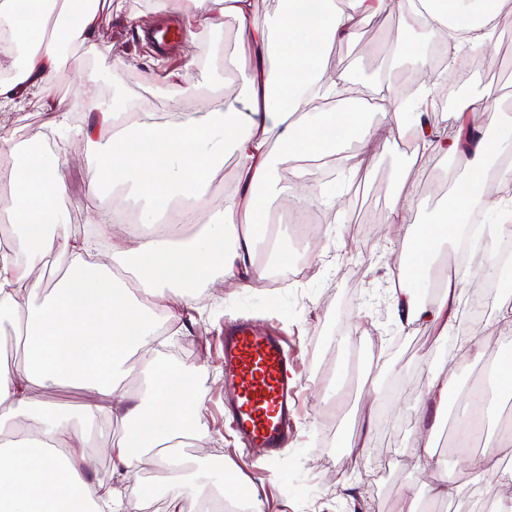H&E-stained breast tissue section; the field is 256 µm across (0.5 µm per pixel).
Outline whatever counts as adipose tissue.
<instances>
[{
    "label": "adipose tissue",
    "mask_w": 512,
    "mask_h": 512,
    "mask_svg": "<svg viewBox=\"0 0 512 512\" xmlns=\"http://www.w3.org/2000/svg\"><path fill=\"white\" fill-rule=\"evenodd\" d=\"M27 0H0V33L26 45L23 56L0 49V107L17 105L30 92L48 89L57 68L61 44L81 47L94 34L103 11L121 12L123 0H47L30 9ZM284 0L272 19L256 15L253 0H178L176 11L186 40H196L209 14H231L239 22L238 55L249 69L247 112L210 98L203 121L178 124L131 123L124 113L105 111L96 92L83 93L87 111L99 112L100 124L62 121L60 138L91 149L92 187L102 182L129 187L141 200L139 221L114 224L95 214L98 238L122 235L132 245L112 253L111 262L93 258L91 240L57 235L62 223L61 200L66 185L59 155L32 158L11 139L0 140V158L12 165V190L0 218L10 227L0 242V325L25 334L24 363L0 369V512H140L141 503L114 489L98 491L91 479L89 440L74 431L70 419L32 401L33 391L68 381L94 394L82 409L91 421L106 419L112 433V470L128 477L143 458L171 473L174 487L195 494L224 490L240 512H263L259 493L242 480L238 465L225 463L207 476L185 473L171 459L178 447L202 440L197 412L200 400L167 361L133 365V357L152 348L158 322L181 320L185 305L194 302L195 287L223 273L226 282L245 287V274L263 276L257 244L267 223L269 199L264 187L269 174V143L278 141L288 160H318L344 152L352 144L368 145L370 126L362 111L323 112L315 100L340 90L348 79L332 70L327 47L351 38L357 21L383 12L403 15L404 24L390 32L399 48L410 45L415 30L447 37L452 54L481 52L504 32L502 0ZM426 69L413 71L418 89L414 101L383 97L399 139L417 150L440 149L426 132L423 104L430 91ZM458 133L451 146L462 167L451 186L447 210L427 224L408 227L412 200L407 190L411 162L401 163L393 184L387 224L403 228L415 239L416 260L400 258L399 276L407 287L393 289L392 305L400 322L425 321L447 340L458 322L462 292L473 276L455 267L438 294H429L430 263L442 245L458 238L468 216L486 204L498 181L512 179V115L497 111L493 95L467 100L457 113ZM238 157L236 184L224 197L215 222H202L186 238L163 235L161 220L176 200L191 199L200 209L210 204L213 177L224 163L225 150ZM67 264L65 275L43 300L29 299L27 288L48 254ZM134 272L140 289L128 288L116 270ZM484 354V339H461L456 363L430 377L425 396L415 410L422 432L406 451L415 470L435 468L433 431L438 411L457 389L456 371ZM137 373L139 384L124 382ZM26 419L19 429L18 419ZM512 447V432L467 455L463 473L474 478L497 475L502 449ZM462 473V474H463ZM460 476V475H459ZM459 476L443 474L420 492L405 491L399 512H420L423 501L460 497Z\"/></svg>",
    "instance_id": "1"
}]
</instances>
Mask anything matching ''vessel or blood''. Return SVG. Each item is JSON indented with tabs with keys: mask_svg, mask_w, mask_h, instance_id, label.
I'll list each match as a JSON object with an SVG mask.
<instances>
[{
	"mask_svg": "<svg viewBox=\"0 0 512 512\" xmlns=\"http://www.w3.org/2000/svg\"><path fill=\"white\" fill-rule=\"evenodd\" d=\"M224 406L244 443L278 454L288 432L299 375L286 341L241 320L224 332Z\"/></svg>",
	"mask_w": 512,
	"mask_h": 512,
	"instance_id": "b4317fda",
	"label": "vessel or blood"
}]
</instances>
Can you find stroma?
<instances>
[{"mask_svg": "<svg viewBox=\"0 0 512 512\" xmlns=\"http://www.w3.org/2000/svg\"><path fill=\"white\" fill-rule=\"evenodd\" d=\"M176 12H157L154 0H124L121 14H102L85 50L76 56H60L48 90L35 91L15 107L0 109V138L17 137L24 143L39 142L62 157L67 186L63 210L67 221L57 234L75 233L86 226L96 209L112 206L111 185L91 194L92 172L86 149L80 144L61 145L53 130L63 114L79 122L92 121L81 111V92L98 84L105 102L122 104L147 96L154 102V117L163 122L183 121L182 107L172 98H184L180 85L162 86L166 70L188 72L202 91L222 94L226 102L246 111L248 86L241 73L226 69L225 60L237 46L238 21L230 15L215 19L200 44L178 41L159 48L144 32L155 25H171ZM399 14H380L360 24L351 40L333 44L329 63L349 74L370 98L391 87L386 69H418L432 44L426 32H418L408 49L393 56L376 53L387 29L398 27ZM496 62L468 69L462 84L448 90L444 79L432 75L435 103L427 118L443 141L457 133L456 111L462 100L497 89L498 109L512 114V33L495 46ZM413 143L392 137L386 125L374 123L372 137L361 155L357 177L337 172L324 180L325 188L341 196L340 204L325 206L320 196L310 206L323 210L327 221L316 237L299 240L293 227L283 228L270 244L260 246L264 268H275L279 281L252 280L250 288H228L223 274L201 285L199 299L184 310L178 326H166L161 347L141 352L136 362L154 357L187 372L188 382L201 406L198 419L204 438L195 443L187 472L211 471L223 461L240 465L243 478L259 489L264 512H396L398 499L412 468L404 448L410 447L418 425L413 405L426 391L428 377L441 369L432 328L425 323H400L393 307H381V297L395 286L391 270L397 265L403 244L396 228L384 219L397 167L414 160L409 190L417 202L411 224L431 222L448 203L446 192L433 191L436 180L454 181L459 167L449 154L426 152L414 158ZM512 302V290L501 288L486 303L482 321H473L468 306L460 308L459 332L489 337L483 358L457 372L460 393L484 380L487 369L512 351V341L494 338L488 322L499 304ZM246 318L261 329L277 327L287 336L292 357L303 376L299 416L294 439L287 452L265 456L259 449L245 450L224 424V377L220 338L225 323ZM401 381L404 393L396 405L370 417L368 403ZM37 400L70 417L75 429L86 430L81 407L85 390L70 384L35 391ZM335 406L336 422L323 427L319 409ZM375 428H368V420ZM91 449L95 486L113 487L130 495L139 487L153 488L141 512H167L168 473L145 463L124 480L112 471V434L95 425Z\"/></svg>", "mask_w": 512, "mask_h": 512, "instance_id": "obj_1", "label": "stroma"}]
</instances>
